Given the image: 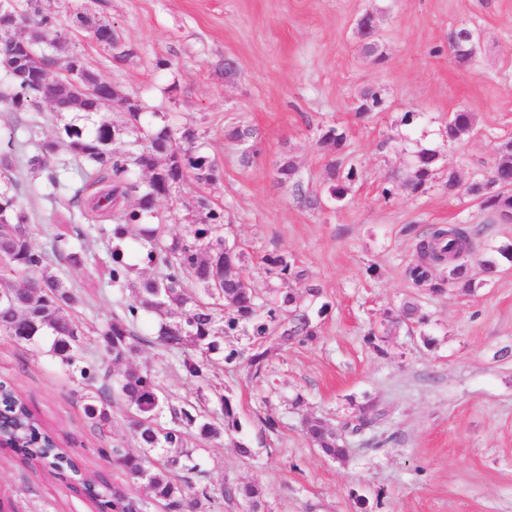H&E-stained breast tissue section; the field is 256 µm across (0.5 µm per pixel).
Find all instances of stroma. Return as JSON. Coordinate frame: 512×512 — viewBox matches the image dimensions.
<instances>
[{
  "mask_svg": "<svg viewBox=\"0 0 512 512\" xmlns=\"http://www.w3.org/2000/svg\"><path fill=\"white\" fill-rule=\"evenodd\" d=\"M53 27L89 69L144 106L143 129L169 125L196 130L195 145L215 161L217 181L184 186L160 199L169 236L184 233L197 197L223 208L244 248L247 277L273 284L262 258L285 255L308 277L291 281L300 305L308 286L329 309L314 340L270 344L265 375L251 377L243 360L216 361L210 377L234 399L238 436L252 450L241 457L230 440L195 456L213 483H249L259 512H512V223H485L477 200L448 190V175L480 178L494 153L512 141V0H50ZM84 12L111 25L131 52L112 48L76 27ZM374 15L381 62L363 52L359 19ZM476 31L481 50L467 64L448 54L449 29ZM236 74L225 79V59ZM0 155L19 124H34L41 141L56 142L54 164L70 190L51 193L45 173L16 158L0 193L14 196L33 229L35 246L63 236L76 243L90 215L69 204L79 187L78 162L58 139L77 115L16 109L2 94ZM376 92L368 117L355 111L361 93ZM473 117L469 134L446 135L453 112ZM334 127L346 140L339 155L358 176L347 197L325 193L328 148L318 142ZM249 130L235 141L233 129ZM439 154L418 192L394 187L417 151ZM294 162L293 181L278 168ZM477 229L464 289L433 275L441 291L414 287L406 274L417 243L434 227ZM111 241L91 242L94 256L60 274L84 298L82 319L112 316ZM497 260L485 280L481 263ZM419 307L410 329L388 335L382 323L404 303ZM0 381L11 383L31 411L66 443L94 482L142 488L114 466L113 443L139 447L122 403L112 406L105 433L81 409V388L39 348L0 334ZM374 425L349 438L344 459L312 448L301 421L343 425L366 406ZM272 417L268 430L263 417ZM82 492L39 460L0 448V512H91Z\"/></svg>",
  "mask_w": 512,
  "mask_h": 512,
  "instance_id": "stroma-1",
  "label": "stroma"
}]
</instances>
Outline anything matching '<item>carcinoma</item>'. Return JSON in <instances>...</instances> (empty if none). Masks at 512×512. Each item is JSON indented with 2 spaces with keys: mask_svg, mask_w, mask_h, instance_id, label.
Listing matches in <instances>:
<instances>
[{
  "mask_svg": "<svg viewBox=\"0 0 512 512\" xmlns=\"http://www.w3.org/2000/svg\"><path fill=\"white\" fill-rule=\"evenodd\" d=\"M42 0H15L0 6V45L16 37L19 20L29 16L35 24L49 27L51 13L41 8ZM76 22L86 30L97 28L99 40L108 44V25L88 14H77ZM10 55L0 53V69L5 71L13 89L11 103L22 109L29 105L57 110L50 100L51 90L27 76L31 59L19 46ZM479 50L477 37L461 40V29L448 30V52L455 62L473 60ZM142 106L130 105L126 122L116 125L101 121L86 129L64 128L63 146L92 167L93 184L103 190L86 202L98 213L112 212L115 224L107 228L91 224L78 231L83 241L98 233L111 235L112 264L109 281L118 290L110 319L101 328L87 326L78 308L85 305L78 291L49 270L50 262L79 265L83 258L76 248L54 239L50 249H38L32 243L28 218L14 197L0 193V333L17 344L42 348L51 360L65 368L69 378L82 386L84 417L99 432L112 421V404L123 401L129 409V422L142 453L132 454L120 444L112 445L113 463L129 479L142 484L148 497L128 493L123 486H112L107 494L100 486L84 485L86 497L98 512H149L152 505L165 512H210L220 499L239 498L256 507L259 490L251 484L229 486L202 482L206 471L194 464L202 447L224 435L239 431L236 406L230 395L216 388L209 399L174 401L160 392L157 371L146 366L131 369L116 377L104 369L105 361L119 363L143 345L155 347L170 371L183 375L198 388L210 386L209 371L219 356L231 361L243 356L237 350L224 354L228 336H246L250 340L246 365L250 375L264 372L270 340L283 343L305 342L317 335L309 310L298 304L296 294L283 287H268V296L260 294L244 275L246 253L236 241L220 234L224 230V210L200 196L191 211L185 235L168 237L164 225L145 223L153 216L157 201L166 198L190 182L210 185L218 179L216 163L207 155L182 144H193L196 131L186 127L180 136L167 125L155 129L124 151L108 146L122 138L125 131L139 126ZM471 114L460 110L448 121L447 136L457 139L470 132ZM23 144L26 165L48 172L49 185L62 186L60 174L51 165L58 143L41 142L33 128L27 129ZM438 154L422 150L413 164L414 178L400 186L412 191L422 188L434 172ZM147 174V179L132 177V170ZM357 178L354 166H345L333 158L329 164L327 196L341 201ZM465 192L480 200L482 210L493 217L512 211V143L502 145L488 170V177L475 180ZM133 197L132 205L121 200ZM477 232L464 227L436 228L418 245V259L409 268L413 283L424 288L431 284V270L448 266V282L472 288L466 276V264L456 262L462 248L474 249ZM139 245L145 249L141 260L151 275L134 278V267L125 261L126 252ZM270 271L281 281L302 279L305 272L294 268L282 255L264 257ZM190 281L195 288L185 287ZM152 317L151 329L140 332V322ZM98 338L100 351L84 356L87 337ZM0 417L5 431L20 435L15 451L26 459L50 463L60 475L80 476L78 465L45 430L12 388L0 382ZM302 432L310 444L331 459L347 454L345 441L336 436V428L322 419H306Z\"/></svg>",
  "mask_w": 512,
  "mask_h": 512,
  "instance_id": "cac0c4a2",
  "label": "carcinoma"
}]
</instances>
